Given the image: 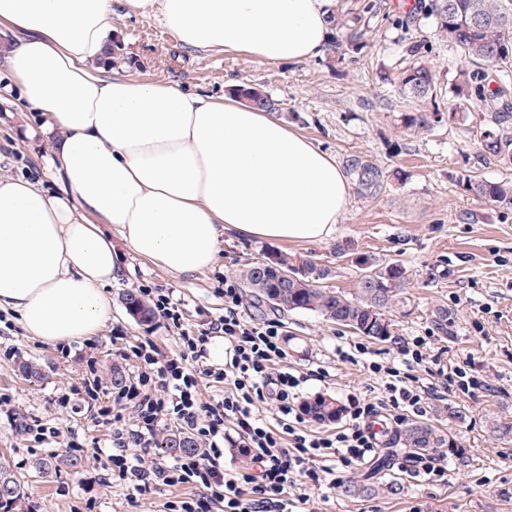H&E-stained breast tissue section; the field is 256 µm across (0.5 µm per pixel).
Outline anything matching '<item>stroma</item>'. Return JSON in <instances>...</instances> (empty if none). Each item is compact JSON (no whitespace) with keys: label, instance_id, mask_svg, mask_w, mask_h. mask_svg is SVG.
I'll list each match as a JSON object with an SVG mask.
<instances>
[{"label":"stroma","instance_id":"1","mask_svg":"<svg viewBox=\"0 0 512 512\" xmlns=\"http://www.w3.org/2000/svg\"><path fill=\"white\" fill-rule=\"evenodd\" d=\"M364 14L366 46L342 61L318 57L302 63H268L245 54L193 50L183 47L156 20L114 15L110 28L122 51L114 70L138 79L169 83L192 93L222 98L227 82L250 84L267 91L284 106L279 117L289 130L305 136L336 161L361 153L388 169L406 171V182L390 181L383 194L368 198L352 194L335 231L320 242H261L225 237L214 263L193 274H175L129 249H122L124 272L107 286L112 319L92 336L71 341L69 354L57 344L28 336L16 315L0 314V457L9 460L20 476L25 496L18 512H166L177 489L162 487L148 500L130 502L114 482L112 470L100 458L111 453V426L87 404L60 407L58 397L86 375L87 359H94L96 374L111 384L113 370L129 373L131 363L117 359L114 329L128 343L150 337L161 354L176 348L172 331L156 322L141 323L126 311L125 291L145 283L172 289L185 305V323L192 326L224 312L221 282L237 276L246 265L267 254L281 253L309 259L331 268L328 288L353 291L360 256L395 259L409 275L406 305L391 309L393 336L378 342L323 320L313 312L280 313L244 294V314L255 320L283 323L287 362L310 373L304 399L330 396L344 401L348 393L380 388L366 366L395 359L401 339L428 336L441 362L471 370L502 388L501 396L483 391L456 393L435 402L427 421L449 429L457 447L448 449V482L427 485L402 471L407 453L399 436H392L379 461L355 469L356 477L373 482L396 480L403 494L396 497H350L333 491L321 503L322 512H512V440L500 439L491 424L512 421V208L493 206L461 185L463 175L489 180L511 178L485 158L477 141L464 136L449 122L434 124L423 134L398 128L402 110L382 71L402 62L410 48L433 63L438 83L447 86L460 63L457 51L439 39L435 28L417 10H404L395 0H336V14ZM16 88L0 69V176L22 177L50 194L66 186L46 158L51 145L42 137H26L37 127L39 115L19 110ZM351 251L337 258V245ZM448 312L447 321L436 318ZM364 344L357 353L355 344ZM40 368V379H27L21 361ZM42 423L56 428L57 436L40 445L24 441L20 425ZM87 445L84 467L78 475L66 472L41 477L35 460L61 452L70 435Z\"/></svg>","mask_w":512,"mask_h":512}]
</instances>
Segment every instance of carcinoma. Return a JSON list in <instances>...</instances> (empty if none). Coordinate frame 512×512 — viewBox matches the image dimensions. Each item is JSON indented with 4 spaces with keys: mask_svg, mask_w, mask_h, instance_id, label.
<instances>
[{
    "mask_svg": "<svg viewBox=\"0 0 512 512\" xmlns=\"http://www.w3.org/2000/svg\"><path fill=\"white\" fill-rule=\"evenodd\" d=\"M423 17L433 20L438 36L448 41L461 58L456 70L453 89L455 106L448 112V121L473 134L482 150L502 167L512 168V114L494 112L491 123L484 127L469 126V118L477 104L502 93V87L492 90L489 70L501 73L512 68V7L504 0H426L420 6ZM365 36L363 29L352 28L346 40L331 45V57L340 60L354 53L362 46ZM383 80L394 85L398 96L409 104L400 115V128L406 132H426L433 127L437 113L429 106L435 103L440 89L437 75L430 62L418 57L405 67L392 73H383ZM239 96L247 103L266 111H282L280 101L258 87L244 84L237 88ZM347 174L356 182L358 190L376 198L384 191L389 177L399 182L407 180L401 170L392 173L382 169L365 155L350 154L346 157ZM465 189L474 196L489 203L512 207V180H489L466 176L461 178ZM368 264L369 275H362L353 293L333 291L322 285L330 271L309 269L297 276L288 285L277 287V275L266 272L263 262L246 266L240 272L242 285L249 292L261 298L270 307L283 311H311L328 321L345 326L356 333L379 342L392 336V322L387 310L402 301V294L409 281L407 269L397 261H379L363 257ZM127 312L140 322L152 319V309L134 290L123 294ZM309 414L321 422H334L340 416L341 408L336 400L317 397L306 403ZM405 447L415 452H428L437 448H455L457 443L444 430L423 421L405 426L402 431ZM164 452L169 455L189 453L197 447L196 442L186 434L178 439L167 437L162 442ZM83 467V460L77 456L57 454L50 459L35 463V469L42 475L65 471L77 473ZM10 477L8 500L23 493L21 481L6 460H0V475ZM404 486L395 481H378L373 484L350 482L344 492L350 496L401 494Z\"/></svg>",
    "mask_w": 512,
    "mask_h": 512,
    "instance_id": "cac0c4a2",
    "label": "carcinoma"
}]
</instances>
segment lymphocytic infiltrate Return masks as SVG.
I'll list each match as a JSON object with an SVG mask.
<instances>
[{"mask_svg":"<svg viewBox=\"0 0 512 512\" xmlns=\"http://www.w3.org/2000/svg\"><path fill=\"white\" fill-rule=\"evenodd\" d=\"M164 328L176 329L177 348L160 354L151 339L119 349L118 357L133 361L135 370L114 391L99 381H85L88 403L104 393L112 402L99 415L112 424V472L129 500L139 501L153 489H181L169 512H305L315 493L340 486L347 471L371 462L381 441L373 425L387 419L399 431L409 416L423 415L432 401L446 400L454 390H487L486 381L466 379L458 366L436 367L437 379L422 382L415 368L428 358L429 339H404L398 351L404 367L369 363V373L382 378L377 396L351 393L343 406L344 423L336 432L321 434L304 424L301 395L307 373L288 369L281 322H254L241 311L242 295L233 278L224 280V312L186 328L184 304L173 292L140 285ZM224 340V362L207 361L214 337ZM222 384L219 397L200 398L202 382ZM269 404L270 415L259 413ZM133 422H126L125 411ZM189 432L202 447L184 455L157 453L158 435L167 424ZM234 425L250 460L248 467L227 472L224 427Z\"/></svg>","mask_w":512,"mask_h":512,"instance_id":"lymphocytic-infiltrate-1","label":"lymphocytic infiltrate"}]
</instances>
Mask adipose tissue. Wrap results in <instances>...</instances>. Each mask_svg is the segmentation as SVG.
Returning a JSON list of instances; mask_svg holds the SVG:
<instances>
[{"label":"adipose tissue","instance_id":"obj_1","mask_svg":"<svg viewBox=\"0 0 512 512\" xmlns=\"http://www.w3.org/2000/svg\"><path fill=\"white\" fill-rule=\"evenodd\" d=\"M335 0H0V58L21 107L42 113L65 195L0 177V310L45 342L112 317L113 238L169 272L210 267L221 238L320 241L351 188L335 159L269 112L133 79L108 63L114 10L183 46L300 63L327 52ZM112 224L103 234L88 216Z\"/></svg>","mask_w":512,"mask_h":512}]
</instances>
